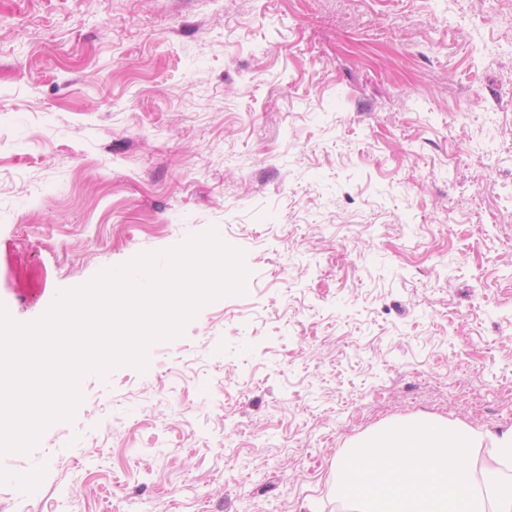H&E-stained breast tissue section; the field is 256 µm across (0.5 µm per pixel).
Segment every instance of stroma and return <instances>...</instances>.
<instances>
[{"label": "stroma", "mask_w": 512, "mask_h": 512, "mask_svg": "<svg viewBox=\"0 0 512 512\" xmlns=\"http://www.w3.org/2000/svg\"><path fill=\"white\" fill-rule=\"evenodd\" d=\"M215 230L245 291L82 377L0 512H353L336 461L512 426V0H0V304Z\"/></svg>", "instance_id": "35a3bbf8"}]
</instances>
